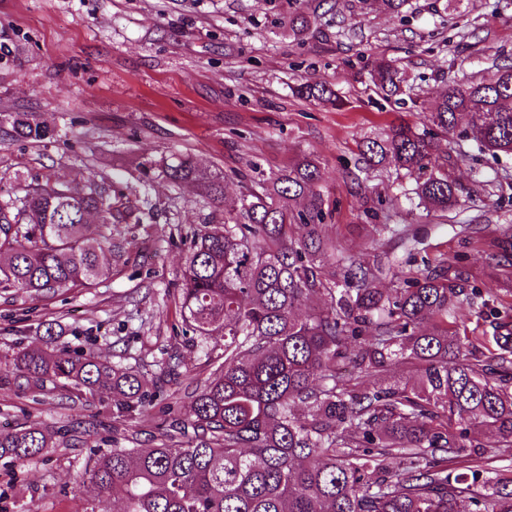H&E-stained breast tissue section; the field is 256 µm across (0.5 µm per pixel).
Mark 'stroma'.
I'll return each instance as SVG.
<instances>
[{"instance_id": "obj_1", "label": "stroma", "mask_w": 512, "mask_h": 512, "mask_svg": "<svg viewBox=\"0 0 512 512\" xmlns=\"http://www.w3.org/2000/svg\"><path fill=\"white\" fill-rule=\"evenodd\" d=\"M298 12L314 21L301 39L288 34ZM380 59L399 70L403 103L375 86ZM497 64L512 65V0H409L398 15L379 0H0V190L102 179L144 213L115 225L121 256L96 287L45 298L0 289V359L50 344L161 381L146 420L124 422L110 393L1 377L0 429L49 426L59 438L47 457L0 459V512H85L94 449L153 447L182 417L193 379L218 365L183 335L174 303L185 233L222 223L253 181L299 159L320 167L336 256L381 267L378 287L460 260L490 305L512 312V268H494L485 245L512 225V157L454 137L469 160L449 164L457 201L438 211L420 205L414 176L361 155L395 126L422 130L449 84ZM307 81L329 85L342 107L297 96ZM10 112L35 113L55 137L16 140ZM174 155L223 174V201L161 177L144 191V164ZM41 322L54 324L52 342L34 336Z\"/></svg>"}]
</instances>
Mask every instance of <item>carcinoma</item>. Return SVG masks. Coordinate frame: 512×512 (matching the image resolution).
I'll list each match as a JSON object with an SVG mask.
<instances>
[{
  "label": "carcinoma",
  "mask_w": 512,
  "mask_h": 512,
  "mask_svg": "<svg viewBox=\"0 0 512 512\" xmlns=\"http://www.w3.org/2000/svg\"><path fill=\"white\" fill-rule=\"evenodd\" d=\"M373 82L387 97L402 92L386 61ZM297 94L339 106L322 83H303ZM9 118L19 140L54 134L32 113ZM463 118L478 150L512 155V65L487 82H453L426 129L400 125L366 142L362 155L393 160L416 176L421 202L446 209L457 188L442 141ZM160 169L173 185L224 197V175L204 174L186 157ZM319 181L316 161L303 158L243 193L224 223L192 225L180 316L202 345L224 336V362L196 384L185 417L155 447L93 453L80 486L90 512L111 494L123 512H512V477L485 478L488 445L469 435L476 425L491 446L512 447V316L497 317L491 336L453 329L463 305L488 307L460 261L420 271L390 294L375 285V270L341 257L349 287L336 291L321 271L336 245L322 232ZM124 213L133 216L122 196L94 179L80 188L31 182L0 196V254L8 256L0 288L48 297L93 287L120 256L112 218ZM486 246L507 257L512 229ZM305 304L313 313L302 316ZM346 360L363 387L345 378ZM412 360L421 364L413 383L375 382ZM0 374L91 396L110 391L125 421L146 415L156 388L144 374L65 348L19 350L0 361ZM55 436L41 426L0 429V459L40 457ZM391 460L402 469L391 470Z\"/></svg>",
  "instance_id": "obj_1"
}]
</instances>
